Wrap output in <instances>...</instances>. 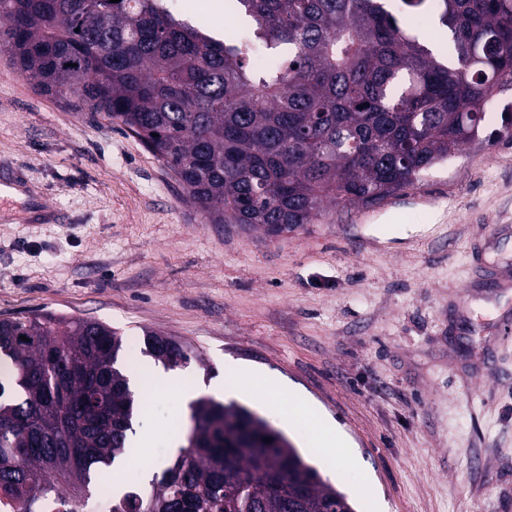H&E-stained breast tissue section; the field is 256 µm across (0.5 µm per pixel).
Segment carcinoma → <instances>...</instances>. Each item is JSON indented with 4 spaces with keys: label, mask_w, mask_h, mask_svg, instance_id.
Returning a JSON list of instances; mask_svg holds the SVG:
<instances>
[{
    "label": "carcinoma",
    "mask_w": 512,
    "mask_h": 512,
    "mask_svg": "<svg viewBox=\"0 0 512 512\" xmlns=\"http://www.w3.org/2000/svg\"><path fill=\"white\" fill-rule=\"evenodd\" d=\"M202 32L167 0H0V47L43 95L133 132L211 224L266 231L375 206L474 141L512 86V0H226ZM432 11L442 52L399 20ZM27 340H22L21 336ZM122 334L53 312L0 320V499L40 512L62 482L96 495L140 407ZM164 366L202 361L155 331ZM270 442H265V439ZM112 512H354L279 431L213 398L148 494Z\"/></svg>",
    "instance_id": "carcinoma-1"
}]
</instances>
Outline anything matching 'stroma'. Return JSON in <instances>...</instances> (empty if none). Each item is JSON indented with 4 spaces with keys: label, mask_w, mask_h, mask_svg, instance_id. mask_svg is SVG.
Segmentation results:
<instances>
[{
    "label": "stroma",
    "mask_w": 512,
    "mask_h": 512,
    "mask_svg": "<svg viewBox=\"0 0 512 512\" xmlns=\"http://www.w3.org/2000/svg\"><path fill=\"white\" fill-rule=\"evenodd\" d=\"M196 28L237 30L224 0H175ZM482 132L373 207H337L271 235L209 224L175 173L104 115L38 94L0 50V319L51 311L191 343L181 382L278 425L292 400L315 413L287 434L356 512H512V87ZM59 213L46 224L33 207ZM281 385L259 406L239 369ZM348 441L334 461L305 443L319 420ZM190 413L154 397L120 479L150 492Z\"/></svg>",
    "instance_id": "1"
}]
</instances>
